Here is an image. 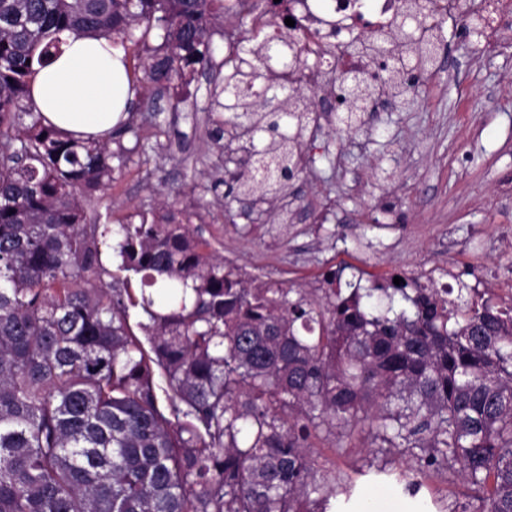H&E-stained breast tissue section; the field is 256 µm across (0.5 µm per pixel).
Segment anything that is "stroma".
<instances>
[{"label": "stroma", "instance_id": "35a3bbf8", "mask_svg": "<svg viewBox=\"0 0 512 512\" xmlns=\"http://www.w3.org/2000/svg\"><path fill=\"white\" fill-rule=\"evenodd\" d=\"M451 12L441 34L465 41L450 65L420 77L410 107H384L355 133L323 121L305 135L307 166L296 186L288 222L280 201L251 218L224 197L223 145L209 131V77L197 75L182 112L168 95L154 111L130 115L132 133L113 142L122 154L113 186L83 197L92 221L116 225L171 205L190 212L191 225L226 263L250 276L312 289L330 269L363 285L402 273L440 278L464 275L477 292L502 298L512 289V33L486 31L466 41ZM368 470L350 501L334 512H456L459 486L430 478L415 497L392 473Z\"/></svg>", "mask_w": 512, "mask_h": 512}]
</instances>
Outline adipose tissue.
Segmentation results:
<instances>
[{"label": "adipose tissue", "mask_w": 512, "mask_h": 512, "mask_svg": "<svg viewBox=\"0 0 512 512\" xmlns=\"http://www.w3.org/2000/svg\"><path fill=\"white\" fill-rule=\"evenodd\" d=\"M31 104L47 124L107 140L134 89L126 54L106 38L67 34L61 51L29 77Z\"/></svg>", "instance_id": "obj_1"}]
</instances>
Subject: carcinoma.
Returning a JSON list of instances; mask_svg holds the SVG:
<instances>
[{
  "mask_svg": "<svg viewBox=\"0 0 512 512\" xmlns=\"http://www.w3.org/2000/svg\"><path fill=\"white\" fill-rule=\"evenodd\" d=\"M432 0H414L380 57L386 87L407 98L435 65ZM277 4L265 13H275ZM256 0H0V512H330L354 481L319 462L361 437L400 456L413 497L424 479L459 482L462 512H512V307L463 281L441 305L414 277L369 288L342 270L320 293L224 265L168 207L112 229L89 224L77 191L112 186L109 144L42 122L29 103L32 62L61 35L152 49L134 82L173 92L211 73V138L252 127L237 191L287 194L302 173L314 105L295 86L309 68L287 34L237 46L214 63L212 20L261 33ZM230 71H223L225 67ZM354 73L338 81V129L364 125ZM123 278L102 260L107 237ZM192 301H187V291ZM138 321L131 324L130 310ZM138 327L144 337L133 330Z\"/></svg>",
  "mask_w": 512,
  "mask_h": 512,
  "instance_id": "carcinoma-1",
  "label": "carcinoma"
}]
</instances>
